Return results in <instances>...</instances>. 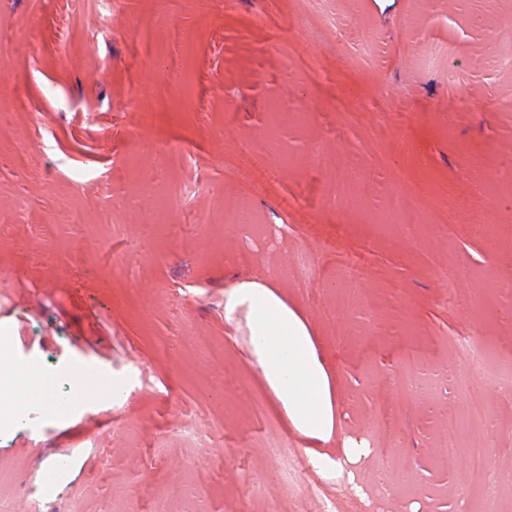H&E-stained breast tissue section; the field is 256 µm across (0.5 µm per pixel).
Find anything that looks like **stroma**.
<instances>
[{
	"label": "stroma",
	"instance_id": "35a3bbf8",
	"mask_svg": "<svg viewBox=\"0 0 512 512\" xmlns=\"http://www.w3.org/2000/svg\"><path fill=\"white\" fill-rule=\"evenodd\" d=\"M111 7L0 0V336L17 369L128 385L43 416L0 379V406L31 414L0 429V512H29L54 462L42 512H318L322 497L481 512L491 495L512 512V394L455 346L469 334L512 365V70L491 62L512 55V0H125L105 32ZM162 141L184 158L165 161ZM316 145L330 163L311 170L298 157ZM23 152L35 167L14 164ZM243 202L287 233L245 238L224 221ZM396 207L418 223H387ZM300 251L308 276L281 285L338 394L319 444L276 411L244 321L224 318L228 287ZM201 334L218 356L202 358ZM407 367L439 375L437 394L394 398ZM473 397L490 412L476 445L491 491L439 464ZM382 414L394 445L355 481L315 470L311 451L338 456Z\"/></svg>",
	"mask_w": 512,
	"mask_h": 512
}]
</instances>
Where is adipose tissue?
Wrapping results in <instances>:
<instances>
[{"label": "adipose tissue", "mask_w": 512, "mask_h": 512, "mask_svg": "<svg viewBox=\"0 0 512 512\" xmlns=\"http://www.w3.org/2000/svg\"><path fill=\"white\" fill-rule=\"evenodd\" d=\"M277 284L274 275L239 281L224 294V317L243 315L251 358L291 427L326 442L337 425L330 375L308 323Z\"/></svg>", "instance_id": "1"}]
</instances>
